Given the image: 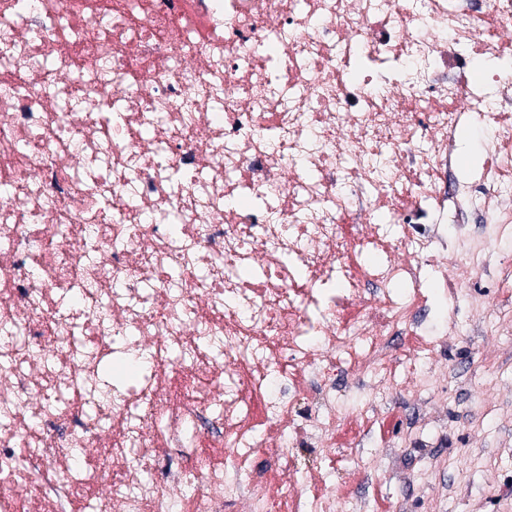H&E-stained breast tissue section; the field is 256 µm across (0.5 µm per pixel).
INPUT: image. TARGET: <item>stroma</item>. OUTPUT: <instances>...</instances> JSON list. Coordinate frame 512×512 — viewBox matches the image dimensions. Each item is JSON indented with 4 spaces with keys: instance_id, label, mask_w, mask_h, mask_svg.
<instances>
[{
    "instance_id": "1",
    "label": "stroma",
    "mask_w": 512,
    "mask_h": 512,
    "mask_svg": "<svg viewBox=\"0 0 512 512\" xmlns=\"http://www.w3.org/2000/svg\"><path fill=\"white\" fill-rule=\"evenodd\" d=\"M489 135L479 122L460 125V176L480 175ZM491 248L506 268L470 281V295L446 300L423 289L435 350L426 351L418 336L399 342L406 373L424 370L439 379L428 408L415 410L407 400L379 405L375 415L339 431L323 456L337 512H349L344 478L363 464L372 475L357 493L370 512H512V328L498 319L503 312L512 317V233Z\"/></svg>"
}]
</instances>
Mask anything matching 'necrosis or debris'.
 Here are the masks:
<instances>
[{
  "label": "necrosis or debris",
  "instance_id": "obj_1",
  "mask_svg": "<svg viewBox=\"0 0 512 512\" xmlns=\"http://www.w3.org/2000/svg\"><path fill=\"white\" fill-rule=\"evenodd\" d=\"M511 24L512 0H0V512H336L287 451L431 393L392 353L449 209L512 198L454 178L460 111L512 142ZM185 443L222 476L155 479Z\"/></svg>",
  "mask_w": 512,
  "mask_h": 512
}]
</instances>
